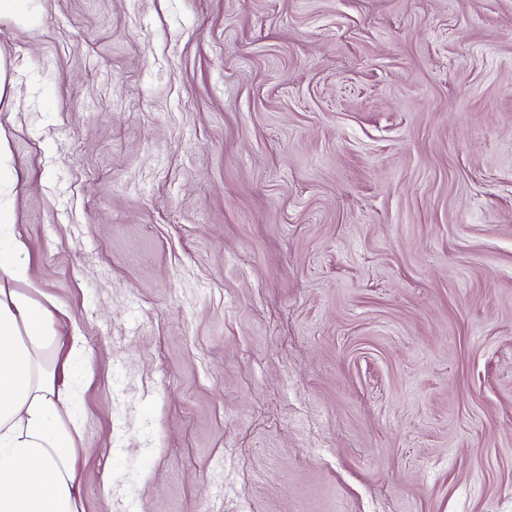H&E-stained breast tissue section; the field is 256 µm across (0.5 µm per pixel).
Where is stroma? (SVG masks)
<instances>
[{"mask_svg": "<svg viewBox=\"0 0 512 512\" xmlns=\"http://www.w3.org/2000/svg\"><path fill=\"white\" fill-rule=\"evenodd\" d=\"M0 128L85 512H512V0H20Z\"/></svg>", "mask_w": 512, "mask_h": 512, "instance_id": "obj_1", "label": "stroma"}]
</instances>
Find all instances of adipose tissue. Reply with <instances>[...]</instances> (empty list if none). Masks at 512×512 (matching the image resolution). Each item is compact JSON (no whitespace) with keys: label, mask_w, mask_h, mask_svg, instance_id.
I'll return each mask as SVG.
<instances>
[{"label":"adipose tissue","mask_w":512,"mask_h":512,"mask_svg":"<svg viewBox=\"0 0 512 512\" xmlns=\"http://www.w3.org/2000/svg\"><path fill=\"white\" fill-rule=\"evenodd\" d=\"M29 252L0 203V512H85L70 365L86 348L62 306L38 301Z\"/></svg>","instance_id":"adipose-tissue-1"}]
</instances>
